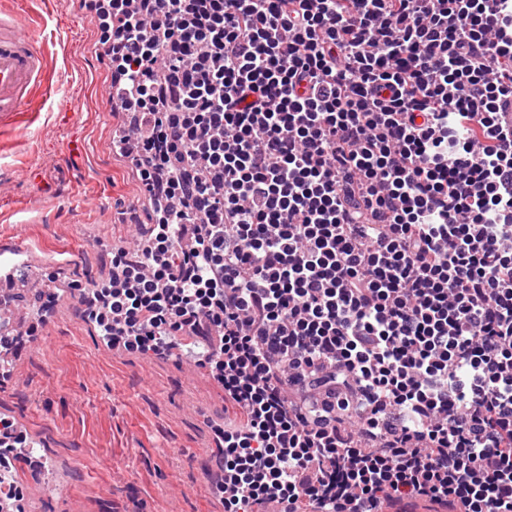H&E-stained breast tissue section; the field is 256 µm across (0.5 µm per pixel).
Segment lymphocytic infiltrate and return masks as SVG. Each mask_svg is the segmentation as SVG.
<instances>
[{
  "label": "lymphocytic infiltrate",
  "mask_w": 512,
  "mask_h": 512,
  "mask_svg": "<svg viewBox=\"0 0 512 512\" xmlns=\"http://www.w3.org/2000/svg\"><path fill=\"white\" fill-rule=\"evenodd\" d=\"M151 223L85 289L224 389V512H512V0H90Z\"/></svg>",
  "instance_id": "1"
}]
</instances>
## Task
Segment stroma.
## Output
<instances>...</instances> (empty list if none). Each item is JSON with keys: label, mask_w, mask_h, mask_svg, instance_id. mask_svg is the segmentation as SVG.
Returning <instances> with one entry per match:
<instances>
[{"label": "stroma", "mask_w": 512, "mask_h": 512, "mask_svg": "<svg viewBox=\"0 0 512 512\" xmlns=\"http://www.w3.org/2000/svg\"><path fill=\"white\" fill-rule=\"evenodd\" d=\"M24 35L46 57L45 85L25 131H0V237L35 246L30 268L87 285L112 273L113 243L130 224L149 225L135 172L112 152V79L84 0H27ZM37 345L20 343L12 380L0 381V418L25 424L55 473L26 475L24 512H161L165 489L177 512H224L202 473L219 470L224 391L184 361L110 349L91 318L60 299Z\"/></svg>", "instance_id": "stroma-1"}]
</instances>
